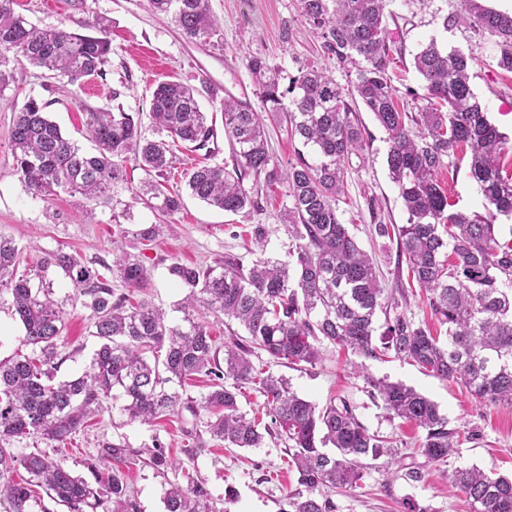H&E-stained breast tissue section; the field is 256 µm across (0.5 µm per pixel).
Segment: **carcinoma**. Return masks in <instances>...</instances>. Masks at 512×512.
I'll return each instance as SVG.
<instances>
[{
    "mask_svg": "<svg viewBox=\"0 0 512 512\" xmlns=\"http://www.w3.org/2000/svg\"><path fill=\"white\" fill-rule=\"evenodd\" d=\"M389 0H300L302 16L321 39L323 56L347 70L348 92L326 70L308 67L281 88L280 73L260 56L247 60L257 78L264 109L291 126L311 146L315 161L298 156L281 172L267 147L264 116L232 98L224 99V135L232 167L202 162L185 172L190 195L225 212L253 205L244 186L251 175L269 184L283 180L291 205L284 221L296 237L295 264L263 255L248 266L226 259L220 268L178 262L168 272L188 290L182 322L129 295L117 294L105 276L80 257L63 252L43 258L34 273L17 275L19 248L0 234V291L24 329L22 343L33 354L0 358V477L22 467L67 512H132L130 487L112 461L127 455L122 443L104 442L87 462L93 480L71 472L51 455L17 453L16 438L62 443L99 412L103 402L119 403L131 421L151 423L183 410L208 412L211 436L227 448H259L264 435L288 440L298 487L288 492L283 512H336L331 489H351L363 478L365 460L396 456L393 441L371 433L342 400L322 408L298 396L286 379L257 370L252 352L262 350L276 363L314 364L322 346L347 349L364 359L394 357L416 364L442 380L460 384L481 404L512 410V239L500 241L495 221L512 216V176L500 159L512 149L507 136L488 120L469 84L475 58L449 51L432 39L414 55L425 82V104L411 115L394 104L388 70L397 51L386 22ZM150 9L171 16L189 40L219 34L209 0H148ZM16 0H0V85L8 54L56 72L70 83L103 76L111 52L104 22L97 34L61 28L37 31L15 10ZM465 23L487 35L498 48L496 66L512 73V13L483 0H458L444 23ZM373 113L387 134L388 174L397 186L407 223L389 227L369 204L378 233L398 240L412 281L427 293L431 313L447 326L445 340L432 336L385 295L372 259L360 249L339 217L337 197L344 191L346 162L364 150L358 104ZM45 106L32 99L17 113L11 143L16 173L34 195L59 192L101 198L119 181V161L131 155L146 174L143 191L153 208L173 214L180 194L162 179L177 157L169 142L145 140L133 114L101 109L88 113L87 127L97 153L86 154L51 121ZM150 116L173 141L195 151L209 150L214 129L208 125L193 89L164 80L151 95ZM419 126L411 134L408 122ZM470 149L469 170L479 184L484 212L449 211V195L434 180L444 159ZM59 271L90 311L92 336L99 341L88 368L78 377L54 381L63 317L52 298L49 270ZM127 288H143L148 272L139 256L125 253L107 267ZM203 308L235 322L220 347L209 327L193 316ZM385 316L375 335V318ZM224 358H219V354ZM204 375L210 390L183 397L171 384ZM386 413L424 431L419 446L430 462L456 453L460 434L435 402L414 388L365 375ZM257 386L270 405L264 425L240 410L246 385ZM453 486L473 512H512V476L457 467ZM10 512H27L34 499L31 483L7 481L0 487ZM165 512H224L213 505L201 483L172 484L163 497Z\"/></svg>",
    "mask_w": 512,
    "mask_h": 512,
    "instance_id": "carcinoma-1",
    "label": "carcinoma"
}]
</instances>
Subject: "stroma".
<instances>
[{
  "instance_id": "stroma-1",
  "label": "stroma",
  "mask_w": 512,
  "mask_h": 512,
  "mask_svg": "<svg viewBox=\"0 0 512 512\" xmlns=\"http://www.w3.org/2000/svg\"><path fill=\"white\" fill-rule=\"evenodd\" d=\"M209 5L219 22V36L190 41L171 19L155 15L147 0H17L16 12L35 29L62 28L90 35L95 23L103 20L110 25L112 40L104 77L86 79L80 87L25 61L8 65L10 77L0 86V233L12 237L22 250L18 274L28 273L38 260L58 250L98 268L111 264L117 254H138L148 269L149 284L134 291V298L162 308L177 322L186 290L169 275L171 264L217 267L232 257L248 263L259 248L289 261L296 240L282 221L290 204L282 183L270 186L246 178L244 185L254 204L237 214L185 195L181 210L166 215L140 196L146 175L130 159L121 163L122 180L114 184L108 199L100 201L65 193L32 196L14 172L13 118L32 99L44 103L62 133L90 153L94 145L86 119L101 108L132 113L140 120L143 137L160 139L162 133L149 112L151 94L159 81H179L194 90L213 122L212 155L207 159L219 164L232 159L224 135L225 98L256 111L262 108L259 84L247 67L250 56L265 57L285 82L303 67L315 65L326 68L338 84L347 85L345 70L318 53L299 0H209ZM456 6L457 0H429L424 6L418 0H390L389 30L403 48L402 63L389 71L396 98L411 112L422 105L424 82L413 67V56L429 39H437L447 48L476 57L470 71L472 90L490 122L512 138V73L497 67L493 40L475 35L461 22L444 26V17L454 14ZM359 115L366 147L349 159L339 214L374 260L381 286L390 290L406 280V267L398 261L396 239L377 233L368 204L377 202L389 224H405L408 215L388 175L387 135L371 112L363 109ZM435 179L457 210L483 212V196L470 175L468 158L452 156ZM152 224L161 225L159 236L141 243L136 231ZM259 226L265 230L260 244L253 237ZM50 278L66 338L59 349L62 363L56 376L65 379L83 372L98 340L92 334L90 312L77 300L75 288L58 273ZM251 361L257 369L287 378L293 390L318 406L347 400L369 432L396 440L399 454L421 466V481L412 482L390 473L386 458L370 461L357 487L333 492L336 512H470L461 493L449 485L452 468L475 465L512 474V413L478 405L462 386L421 372L409 362L370 360L366 367L375 377L404 383L428 396L447 415L451 427L478 431V440L463 443L447 463L426 462L419 450L423 431L390 418L335 346H323L321 359L313 365L276 364L260 351ZM207 420V415L195 417L185 411L145 425L130 421L107 401L85 429L59 445L56 455L74 474L84 476L85 462L96 455L99 443H125L136 456L135 462L120 466L133 492L134 512H164L163 496L169 485L186 484L191 477L205 483L221 512H282L286 494L296 485L284 441L268 437L258 448H227L211 438ZM158 444L173 461L172 468L162 473L150 465L147 454Z\"/></svg>"
}]
</instances>
